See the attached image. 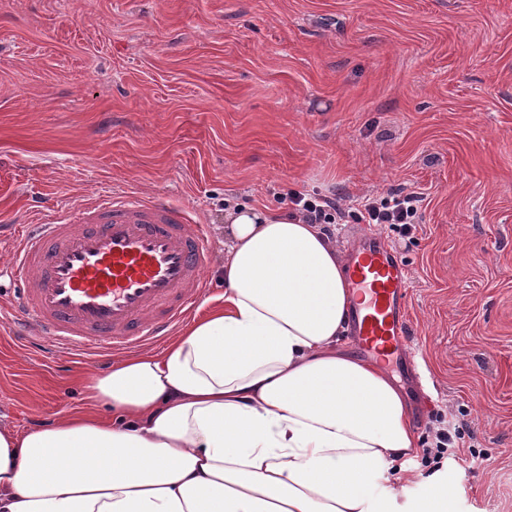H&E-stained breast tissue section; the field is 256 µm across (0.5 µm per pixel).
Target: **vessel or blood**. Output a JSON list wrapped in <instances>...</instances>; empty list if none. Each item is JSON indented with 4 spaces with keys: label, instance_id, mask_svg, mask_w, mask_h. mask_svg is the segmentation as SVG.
<instances>
[{
    "label": "vessel or blood",
    "instance_id": "1",
    "mask_svg": "<svg viewBox=\"0 0 512 512\" xmlns=\"http://www.w3.org/2000/svg\"><path fill=\"white\" fill-rule=\"evenodd\" d=\"M203 225L160 195L99 196L18 234L13 259L26 287L15 328L55 347L125 350L167 336L205 288ZM353 284L369 295L353 336L373 354L404 349L410 284L402 261L368 234L352 247Z\"/></svg>",
    "mask_w": 512,
    "mask_h": 512
}]
</instances>
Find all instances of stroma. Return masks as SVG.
Returning <instances> with one entry per match:
<instances>
[{
	"mask_svg": "<svg viewBox=\"0 0 512 512\" xmlns=\"http://www.w3.org/2000/svg\"><path fill=\"white\" fill-rule=\"evenodd\" d=\"M161 194L206 225L205 297L223 295L224 207L288 195L422 193L409 234L378 232L410 280L391 372L458 512H512V0H0V261L17 224L101 192ZM22 276L0 273V422L83 409L116 351L20 342ZM461 429L459 426L455 428L454 435L449 432H442V430L436 432L435 448L424 449V455L429 456L433 454V458L437 460L443 459L445 454L458 457L459 448H465L464 441H461L464 439L465 434L462 427Z\"/></svg>",
	"mask_w": 512,
	"mask_h": 512,
	"instance_id": "stroma-1",
	"label": "stroma"
}]
</instances>
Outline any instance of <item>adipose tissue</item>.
Wrapping results in <instances>:
<instances>
[{"label": "adipose tissue", "mask_w": 512, "mask_h": 512, "mask_svg": "<svg viewBox=\"0 0 512 512\" xmlns=\"http://www.w3.org/2000/svg\"><path fill=\"white\" fill-rule=\"evenodd\" d=\"M227 219L222 308L92 374V411L0 425V512H391L419 438L350 347L344 252L266 208Z\"/></svg>", "instance_id": "ef3b65f1"}]
</instances>
